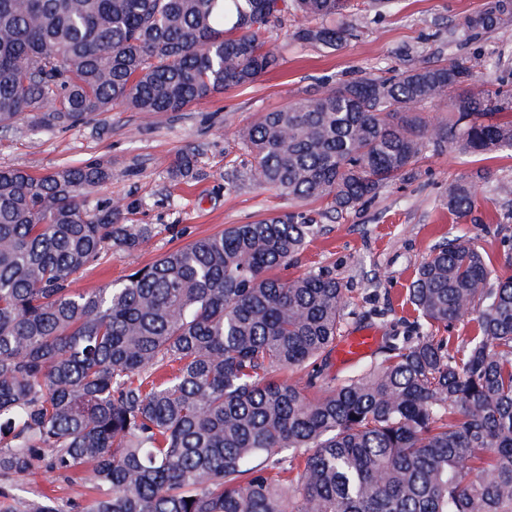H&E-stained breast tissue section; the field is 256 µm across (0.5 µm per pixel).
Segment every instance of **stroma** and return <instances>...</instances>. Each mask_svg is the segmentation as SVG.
<instances>
[{"label":"stroma","mask_w":512,"mask_h":512,"mask_svg":"<svg viewBox=\"0 0 512 512\" xmlns=\"http://www.w3.org/2000/svg\"><path fill=\"white\" fill-rule=\"evenodd\" d=\"M484 0H401L362 28L357 39L335 51L296 50L285 30H275L280 64L254 83L200 101L181 112L145 115L123 109L96 122L46 130L24 122L0 132V167H20L35 176L92 160L112 163V179L88 199L89 205L121 201L128 223L149 224L154 236L132 254H115L79 274L76 290L95 288L151 263L159 255L234 224H249L289 210L286 198L262 190L244 172L248 157L237 132L255 113L271 112L295 98L314 94L322 78L387 76L392 70L467 52L474 65V88H482L499 60L512 61V26L479 35L460 48L448 30L478 12ZM195 152L198 178L176 184L169 178L173 161ZM474 181L484 203L466 218L448 211L443 200L459 179ZM512 180V154L493 158L465 155L446 146L427 149L410 175L385 184L376 197L346 214L327 212L311 200L302 210L319 232L296 264L281 268L289 279L325 272L342 284L349 300L343 332L375 331L380 341L412 335L417 314L408 301L416 267L449 235H462L490 255L512 248V223L494 220L507 208L495 191ZM48 489L59 502L83 504L96 490L36 471L17 481L27 497Z\"/></svg>","instance_id":"obj_1"}]
</instances>
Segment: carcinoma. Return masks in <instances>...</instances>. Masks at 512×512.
Segmentation results:
<instances>
[{
	"label": "carcinoma",
	"instance_id": "obj_1",
	"mask_svg": "<svg viewBox=\"0 0 512 512\" xmlns=\"http://www.w3.org/2000/svg\"><path fill=\"white\" fill-rule=\"evenodd\" d=\"M350 0H0V130L73 127L116 107L181 112L250 84L279 60L266 34L335 50L360 26ZM512 24L486 0L448 38ZM472 59L322 82L238 131L247 179L296 205L348 212L409 174L428 146L512 151V88H469ZM447 100L431 124L421 104ZM192 152L169 175L196 176ZM112 179L97 160L36 177L0 167V512H512V276L461 236L415 270L412 343L355 367L315 398L340 337L336 278L290 264L317 234L301 212L237 224L168 251L121 281L75 276L153 236L120 202L90 209ZM473 182L448 187L469 214ZM472 314L456 352L433 336ZM307 372L290 382L276 370ZM306 448L305 456L281 455ZM37 468L99 491L81 507L20 497ZM191 502H186V499Z\"/></svg>",
	"mask_w": 512,
	"mask_h": 512
}]
</instances>
